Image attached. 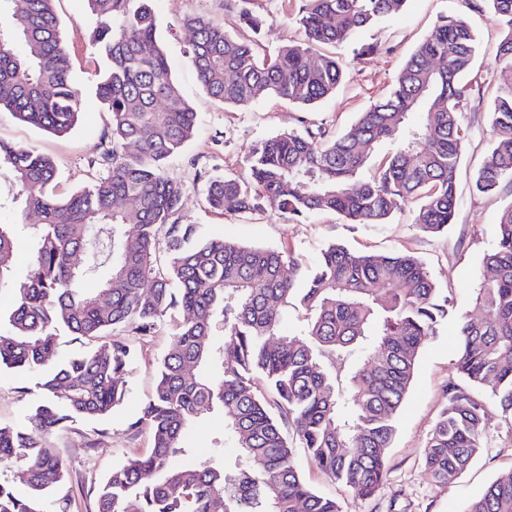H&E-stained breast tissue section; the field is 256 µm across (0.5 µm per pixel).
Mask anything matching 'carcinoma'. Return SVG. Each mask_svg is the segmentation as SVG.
Segmentation results:
<instances>
[{"instance_id": "obj_1", "label": "carcinoma", "mask_w": 512, "mask_h": 512, "mask_svg": "<svg viewBox=\"0 0 512 512\" xmlns=\"http://www.w3.org/2000/svg\"><path fill=\"white\" fill-rule=\"evenodd\" d=\"M97 57L95 94L112 115L110 146L91 165L103 174L60 197L49 191L53 160L0 141V172L36 224H0V292L12 295L9 332L0 333V371L36 379L43 393L24 421L0 425V512H45L68 480L66 465L43 450L45 438L79 419L108 416L123 405L125 373L162 319L182 309L156 366L151 396L130 429H147L151 450L114 467L95 493L94 512H341L313 489L295 459L305 449L330 480L358 497L384 483L396 417L411 390L420 355L452 306L425 264L405 252L351 251L329 243L314 269L302 271L290 251L244 245L197 224L178 223L184 189L166 172L198 129L159 36L151 0H83ZM240 23L259 34L264 16L239 0ZM407 0H305L297 18L301 42L261 58L250 39L224 25L186 16L185 54L203 91L218 105L245 107L272 97L310 107L332 94L342 65L320 45L352 42L400 12ZM491 12L505 31L495 66L512 73V0H466ZM0 111L45 132L76 125L77 87L55 0H0ZM478 50L461 17L448 16L411 53L383 99L347 128L306 125L261 141L248 176L207 180L209 208L270 210L303 221L320 211L352 224L388 223L410 200L425 233L448 229L457 207L455 174L466 141L461 122ZM414 112L426 114L417 125ZM494 144L475 176L491 194L512 182V80L490 111ZM397 149L370 179L361 178L369 144ZM136 227L132 244L124 226ZM32 248L16 275V235ZM110 234V262L94 256ZM493 273L462 313L456 371L471 385L448 382V402L423 450L424 468L441 485L454 483L483 451V393L512 418V203L499 214L497 241L483 257ZM290 306L305 311L298 331L281 324ZM112 333V340L103 337ZM73 336L83 352L62 358ZM215 415L236 448L235 470L188 442ZM26 488L21 494L15 481ZM463 512H512V471L490 483Z\"/></svg>"}]
</instances>
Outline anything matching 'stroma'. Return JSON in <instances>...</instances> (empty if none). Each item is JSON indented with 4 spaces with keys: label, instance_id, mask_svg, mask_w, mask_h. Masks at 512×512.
<instances>
[{
    "label": "stroma",
    "instance_id": "stroma-1",
    "mask_svg": "<svg viewBox=\"0 0 512 512\" xmlns=\"http://www.w3.org/2000/svg\"><path fill=\"white\" fill-rule=\"evenodd\" d=\"M257 4L266 17L265 29L255 45L259 56H273L282 45L301 40L296 18L303 0H257ZM153 7L165 49L176 64L181 92L201 120L198 135L169 170L184 187L181 223L199 224L243 243L289 249L304 268L314 267L320 249L330 242L376 254L406 250L425 263L456 310H470L473 290L483 272L482 258L496 242L498 215L512 203L510 182H503L493 197L473 189L474 174L494 141L490 104L504 79L494 65L503 31L492 14L473 9L464 0H407L401 13L365 33V40L377 45L371 55L356 57L348 43L322 46V53L340 59L342 80L332 95L305 110L272 99L224 108L202 90L184 56L190 34L180 20L187 15L202 16L223 24L231 34L246 36L237 12L229 10L225 0H153ZM55 10L73 74L84 90L82 113L68 134L55 136L0 112V140L50 156L56 165L52 188L65 196L94 178L89 162L102 151L111 118L91 91L97 62L88 42L90 19L83 0H57ZM452 15L465 18L476 30L479 53L471 75L474 87L462 114L468 138L457 172L458 206L446 232H422L413 222L415 206L411 203L390 223L380 226L350 224L332 212H319L296 222L268 210L240 214L228 209L220 215L208 208L205 187L209 176L246 175L248 158L261 140L299 129L301 122L335 130L350 125L359 112L388 94L403 62L441 18ZM183 318L180 312L164 318L152 342L144 345L130 364L126 372L129 392L118 410L101 420L76 422L69 431L45 439V452L61 458L69 469L62 490L69 512H93L94 489L112 468L128 456L149 452L148 435L133 432L129 425L152 393L155 363ZM456 359V325L448 321L420 356L411 391L397 419L388 474L374 497H355L302 456L298 463L309 484L335 496L342 512H462L469 499L483 492L501 473L512 470V420L505 418L490 399L486 402L488 446L484 453L451 485H438L426 474L423 449L446 403L448 383L456 377ZM40 396L30 378L1 373L0 423L20 421Z\"/></svg>",
    "mask_w": 512,
    "mask_h": 512
}]
</instances>
